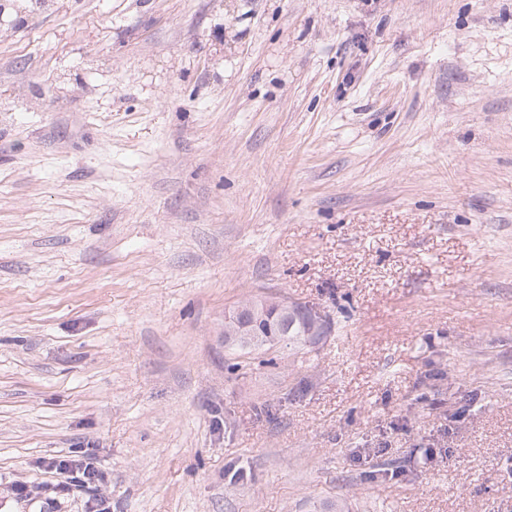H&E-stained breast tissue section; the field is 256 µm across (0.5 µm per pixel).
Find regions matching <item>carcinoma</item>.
<instances>
[{
	"label": "carcinoma",
	"instance_id": "1",
	"mask_svg": "<svg viewBox=\"0 0 512 512\" xmlns=\"http://www.w3.org/2000/svg\"><path fill=\"white\" fill-rule=\"evenodd\" d=\"M296 313L288 317V322L272 329L270 336H224V347L232 350L242 358L246 355L266 352L277 345L291 350L311 352L316 344L331 328V323L317 313H300L299 306H294Z\"/></svg>",
	"mask_w": 512,
	"mask_h": 512
}]
</instances>
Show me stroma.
I'll return each instance as SVG.
<instances>
[{
    "label": "stroma",
    "instance_id": "stroma-1",
    "mask_svg": "<svg viewBox=\"0 0 512 512\" xmlns=\"http://www.w3.org/2000/svg\"><path fill=\"white\" fill-rule=\"evenodd\" d=\"M249 296L331 330L229 370ZM75 455L109 512H512V0H0V512H86ZM46 468L60 475L69 472L79 474L78 476L71 477L70 480H74L80 486H86L89 489L96 488L98 486L97 483L100 482V475L93 462H86L84 458H53L47 463Z\"/></svg>",
    "mask_w": 512,
    "mask_h": 512
}]
</instances>
